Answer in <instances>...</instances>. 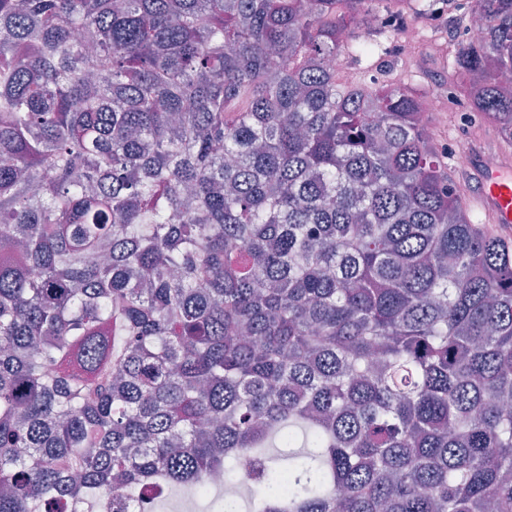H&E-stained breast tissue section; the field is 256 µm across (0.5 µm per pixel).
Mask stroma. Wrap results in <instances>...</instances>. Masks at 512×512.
I'll return each mask as SVG.
<instances>
[{
    "instance_id": "obj_1",
    "label": "stroma",
    "mask_w": 512,
    "mask_h": 512,
    "mask_svg": "<svg viewBox=\"0 0 512 512\" xmlns=\"http://www.w3.org/2000/svg\"><path fill=\"white\" fill-rule=\"evenodd\" d=\"M472 2L457 0L458 13L470 11ZM457 15H449L445 0H439L435 11L420 20L425 48L424 56L418 62L407 57L400 47L402 29L377 26L372 36L375 53L356 62L345 60L337 82L346 85L373 78L386 83L405 81L427 94L438 87L448 88V110L437 122L430 124L429 132L445 148L463 146L478 151L491 148L496 137L480 116L471 111L466 99L450 88L447 51L466 40L465 27Z\"/></svg>"
}]
</instances>
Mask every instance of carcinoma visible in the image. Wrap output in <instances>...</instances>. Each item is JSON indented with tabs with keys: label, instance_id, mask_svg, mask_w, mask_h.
Returning <instances> with one entry per match:
<instances>
[{
	"label": "carcinoma",
	"instance_id": "carcinoma-1",
	"mask_svg": "<svg viewBox=\"0 0 512 512\" xmlns=\"http://www.w3.org/2000/svg\"><path fill=\"white\" fill-rule=\"evenodd\" d=\"M365 2L0 0V512H512V240L417 90L336 84ZM218 495L219 491L216 489H211L206 496L184 493L181 501L174 502L163 494L155 512H210V502Z\"/></svg>",
	"mask_w": 512,
	"mask_h": 512
}]
</instances>
